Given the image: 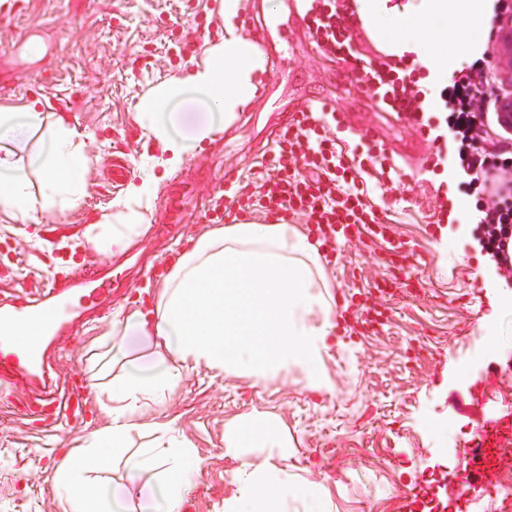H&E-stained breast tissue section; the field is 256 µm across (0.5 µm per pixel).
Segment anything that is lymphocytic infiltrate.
<instances>
[{
    "label": "lymphocytic infiltrate",
    "instance_id": "1",
    "mask_svg": "<svg viewBox=\"0 0 512 512\" xmlns=\"http://www.w3.org/2000/svg\"><path fill=\"white\" fill-rule=\"evenodd\" d=\"M303 8L322 53L348 66L382 110L417 131L431 132L432 150L421 164L424 173L436 174L453 151L464 174L461 188L487 184L488 197L477 205L471 221L487 244H494L502 226L512 224V183L506 178L512 170V146H486L489 114L498 103L488 75L474 68L453 79L439 92L443 111H426L416 65L369 57L357 49L349 0H303ZM271 153L247 208L303 216L325 246L365 233L386 239L392 218L375 193L398 181L401 168L378 142L348 136L335 108L323 104L299 113L273 139Z\"/></svg>",
    "mask_w": 512,
    "mask_h": 512
}]
</instances>
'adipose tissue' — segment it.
I'll return each mask as SVG.
<instances>
[{
    "instance_id": "ef3b65f1",
    "label": "adipose tissue",
    "mask_w": 512,
    "mask_h": 512,
    "mask_svg": "<svg viewBox=\"0 0 512 512\" xmlns=\"http://www.w3.org/2000/svg\"><path fill=\"white\" fill-rule=\"evenodd\" d=\"M496 0H353L366 36L382 53L414 57L423 91L435 93L482 59ZM224 37L183 75L158 82L138 101L136 119L174 167L232 124L255 97L267 59L236 27L242 0H223ZM90 158L63 114L0 105V216L26 220L78 209L87 193ZM157 181L141 175L112 210L87 225L96 250L121 251L144 231ZM334 298L317 246L278 217L237 220L203 234L172 266L157 291L155 311L118 308L101 344L125 363L97 393L106 422L91 442L70 452L50 480L61 512H118L122 499H147L146 512H181L201 467L177 421L153 415L185 375L204 368L272 381L298 368L309 388L323 389L322 352L335 328ZM147 432L137 446L133 435ZM282 448L279 421L267 412L224 426V452L239 458V495L231 512H282L288 495L305 512H326L304 484L289 485L276 467L242 459V448ZM122 460L123 484L106 487L98 474Z\"/></svg>"
}]
</instances>
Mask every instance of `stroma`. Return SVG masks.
<instances>
[{
    "label": "stroma",
    "mask_w": 512,
    "mask_h": 512,
    "mask_svg": "<svg viewBox=\"0 0 512 512\" xmlns=\"http://www.w3.org/2000/svg\"><path fill=\"white\" fill-rule=\"evenodd\" d=\"M235 24L267 58L253 102L177 169L155 168L148 227L112 256L90 246L82 229L111 212L119 195L114 156L125 157L134 183L141 167L160 157L159 144L136 121L137 102L223 37L220 0H0V105L65 113L91 158L79 209L0 224V257L13 268L0 276V301L34 299L53 277H80L89 268L106 282L95 307L75 299L73 332L47 345L54 376L80 387L81 413L44 426L14 414V392L0 387V512H58L52 471L104 422L88 363L113 309L153 312L157 285L191 240L239 215L231 199L253 192L261 164L269 162L267 141L285 122L279 107L287 88L325 98L346 127L383 142L401 165L404 175L383 201L394 208L389 234L409 257L403 267H390L385 244L367 237L321 248L336 298L328 390L307 389L297 370L256 385L202 369L158 406L161 415L177 417L201 459L184 512H225L237 494L231 472L239 462L224 453V425L256 409L279 417L289 445L247 447L244 457L273 464L289 484L311 485L327 512H406L405 487L431 475L438 500L455 498L456 512H501L498 487L449 488L446 464L450 445H465L483 421L512 414V377L495 370L512 352V272L491 275L493 259L470 227L428 223L433 189L418 175L429 150L425 136L380 109L343 63L310 43L306 25L279 10L264 13L263 0H244ZM181 182L189 203L176 221L167 199ZM388 275L408 279V294L388 301L381 332L357 333V304L376 301L374 285ZM492 315L503 329L497 349L486 343ZM494 388L500 398L483 401ZM435 422L447 424V435L433 433Z\"/></svg>",
    "instance_id": "obj_1"
}]
</instances>
